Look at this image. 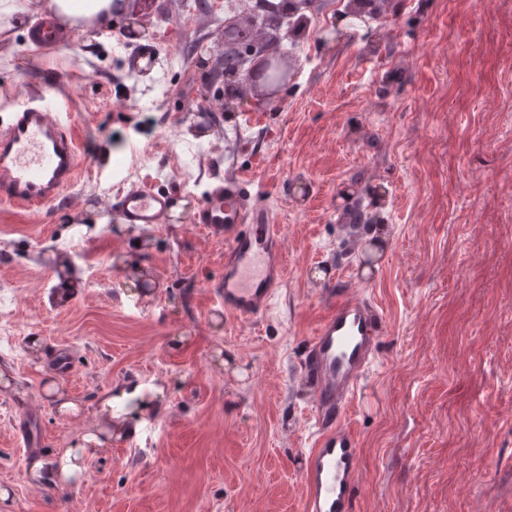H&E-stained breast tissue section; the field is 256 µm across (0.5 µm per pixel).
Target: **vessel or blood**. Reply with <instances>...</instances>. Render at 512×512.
<instances>
[{
  "label": "vessel or blood",
  "instance_id": "vessel-or-blood-1",
  "mask_svg": "<svg viewBox=\"0 0 512 512\" xmlns=\"http://www.w3.org/2000/svg\"><path fill=\"white\" fill-rule=\"evenodd\" d=\"M76 35L53 18H38L28 25L27 45L43 52ZM80 163L71 129L43 90L32 91L0 124L1 203H56L76 182ZM173 206L171 193L151 186L131 189L118 202L122 222L142 231L166 223ZM184 221L224 242V273L207 286L225 314L265 317L285 275L277 225L263 222L238 183L207 191ZM381 334L379 312L353 295L336 301L309 340L302 367L313 389L318 430L303 471L304 512H352L358 444L341 420L375 359Z\"/></svg>",
  "mask_w": 512,
  "mask_h": 512
}]
</instances>
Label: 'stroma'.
<instances>
[{
    "mask_svg": "<svg viewBox=\"0 0 512 512\" xmlns=\"http://www.w3.org/2000/svg\"><path fill=\"white\" fill-rule=\"evenodd\" d=\"M49 2L0 0V115L49 87L82 145L65 204L0 203L9 512H302L315 418L299 366L349 291L385 319L345 418L359 443L352 512H512V0H393L373 52L361 21L342 23L347 0H316L306 32L272 45L290 83L270 101L241 85L231 111L204 83L225 22H247L236 0H154L153 39L122 45L121 27L90 21L35 54L24 25ZM236 177L279 225L286 260L259 320L224 314L207 288L224 243L181 218ZM148 179L182 212L145 233L116 202ZM67 266L77 296L49 301ZM54 345L74 416L45 394ZM111 387L163 388L168 409L118 406L139 433L113 439L80 485L31 487L29 460L80 445Z\"/></svg>",
    "mask_w": 512,
    "mask_h": 512,
    "instance_id": "35a3bbf8",
    "label": "stroma"
}]
</instances>
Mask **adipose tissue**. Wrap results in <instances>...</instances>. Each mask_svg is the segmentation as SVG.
<instances>
[{
	"label": "adipose tissue",
	"instance_id": "1",
	"mask_svg": "<svg viewBox=\"0 0 512 512\" xmlns=\"http://www.w3.org/2000/svg\"><path fill=\"white\" fill-rule=\"evenodd\" d=\"M103 441L99 434L86 433L82 445L66 450L54 458L39 457L32 461L29 474L34 486L53 487L69 483L84 477L88 472V463L98 453Z\"/></svg>",
	"mask_w": 512,
	"mask_h": 512
}]
</instances>
